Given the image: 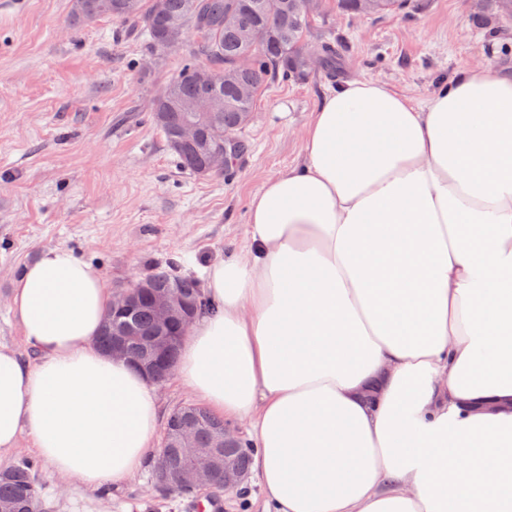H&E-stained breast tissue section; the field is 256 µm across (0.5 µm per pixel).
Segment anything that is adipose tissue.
<instances>
[{
  "label": "adipose tissue",
  "mask_w": 512,
  "mask_h": 512,
  "mask_svg": "<svg viewBox=\"0 0 512 512\" xmlns=\"http://www.w3.org/2000/svg\"><path fill=\"white\" fill-rule=\"evenodd\" d=\"M205 284L175 376L248 422L278 512H512V75L472 67L420 105L329 91ZM111 302L46 250L13 295L37 359L0 345V454L29 433L92 491L143 469L160 422L147 378L95 345Z\"/></svg>",
  "instance_id": "adipose-tissue-1"
}]
</instances>
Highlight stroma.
<instances>
[{
    "instance_id": "35a3bbf8",
    "label": "stroma",
    "mask_w": 512,
    "mask_h": 512,
    "mask_svg": "<svg viewBox=\"0 0 512 512\" xmlns=\"http://www.w3.org/2000/svg\"><path fill=\"white\" fill-rule=\"evenodd\" d=\"M468 10L469 0H415L407 12L363 18L322 0L307 40L335 41L341 72L269 84L239 133L248 149L232 176L202 178L180 169L151 120L186 48L156 53L109 18L76 23L70 0H0V345L35 358L12 297L42 251L70 248L112 289L172 257L198 277L233 254L250 198L297 161L329 89L381 81L418 104L462 69L512 72V19L486 37L472 30ZM36 482L46 512H191L185 497L158 495L146 469L94 493L43 465Z\"/></svg>"
}]
</instances>
